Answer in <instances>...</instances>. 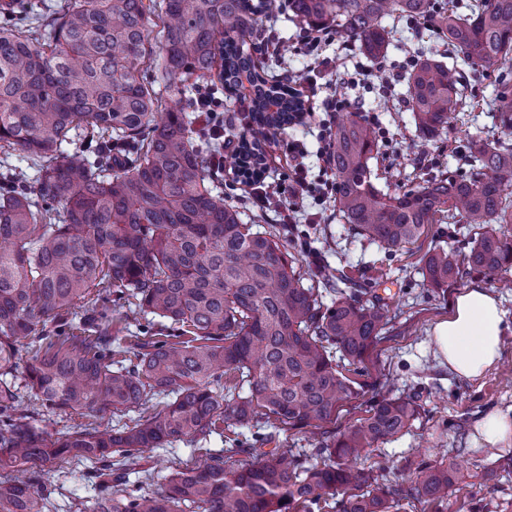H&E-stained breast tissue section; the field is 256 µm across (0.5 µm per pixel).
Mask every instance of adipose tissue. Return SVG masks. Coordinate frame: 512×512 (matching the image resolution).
I'll return each instance as SVG.
<instances>
[{
  "label": "adipose tissue",
  "instance_id": "adipose-tissue-1",
  "mask_svg": "<svg viewBox=\"0 0 512 512\" xmlns=\"http://www.w3.org/2000/svg\"><path fill=\"white\" fill-rule=\"evenodd\" d=\"M505 312L499 298L485 288L460 293L448 319L434 328V340L442 361L457 377H482L500 361L503 351ZM473 440L479 445L512 443V407L492 409L474 424Z\"/></svg>",
  "mask_w": 512,
  "mask_h": 512
}]
</instances>
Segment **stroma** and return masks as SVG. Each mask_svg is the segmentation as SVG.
I'll list each match as a JSON object with an SVG mask.
<instances>
[{"label": "stroma", "mask_w": 512, "mask_h": 512, "mask_svg": "<svg viewBox=\"0 0 512 512\" xmlns=\"http://www.w3.org/2000/svg\"><path fill=\"white\" fill-rule=\"evenodd\" d=\"M273 26L291 51L286 63H272L271 69L276 74L285 69L299 75L312 111L303 125L270 139V177L287 172L284 149L288 140L296 139L306 149L302 164L309 179L318 178L316 154L322 145V124L327 117L321 103L334 87L342 84L347 87L348 97L362 106L366 117L375 118L386 152L400 156L407 165L415 163L435 169L454 163V153L464 149L467 137L503 136L484 112L478 113L475 120L457 124L442 140L428 144L416 137L414 126L393 122L392 115L401 109L408 91L400 76L407 69V50L414 45L411 37L393 42L387 55L376 61L368 60L358 48L348 49L342 42H333L323 49L329 60L328 69L310 73L306 70L309 58L298 42L300 23L287 11L274 19ZM296 208L297 224L327 225L333 240L331 248L324 251L329 264L359 268L380 259L376 247L347 242L344 227L334 216L332 199L308 196L297 202ZM390 268L386 292L400 297V310L388 340L372 349L366 360L365 395L346 403L336 424L348 425L363 416L371 401L388 397L412 398L423 411L409 433L379 447L361 450L351 463L359 470L379 469L380 482L407 486L416 478L418 462L427 455L455 471L444 512H512V446L479 447L473 441L474 423L482 413L512 407V287H505L502 280L474 273L449 286L442 296L424 286L416 256L402 255L400 260L391 262ZM477 287L493 291L501 300L508 330L501 363L482 378L467 381L457 378L440 361L433 327L448 317L464 289ZM21 407L35 414L38 425L46 427L56 438L77 427L92 424L103 428L112 422L108 413L93 416L71 409L41 411L38 402L27 393L21 398ZM200 456L199 450L186 443L153 451L148 460L152 477L144 481V488L158 489L175 468L197 463ZM82 471V466L73 465L68 473H49L48 481L53 487L50 512H78L80 505L93 502L95 490L82 479Z\"/></svg>", "instance_id": "obj_1"}]
</instances>
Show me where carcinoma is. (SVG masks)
<instances>
[{"mask_svg":"<svg viewBox=\"0 0 512 512\" xmlns=\"http://www.w3.org/2000/svg\"><path fill=\"white\" fill-rule=\"evenodd\" d=\"M270 0H0V512H47L44 476L86 465L91 512H399L402 501L442 504L454 469L422 459L404 489L380 484L348 458L410 431L411 399H383L337 431L344 403L365 383V357L389 324L376 292L382 271L331 269L298 227L246 224L208 168L211 141L194 93L252 90L244 119L257 135L232 163L260 180L263 136L310 112L304 93L269 78L263 19ZM294 17L336 28L368 57L411 20L451 46L447 65L422 48L406 73L407 111L434 142L469 112L512 134V0H288ZM162 52L153 53L151 27ZM504 67L494 101L471 79ZM154 71L153 80L143 73ZM378 131L356 108L336 120L329 166L336 213L352 238L393 256L431 224H461L468 251L444 245L420 259L427 286L445 292L471 273L512 272V143L475 140L457 170L385 193L374 183ZM30 159L28 179L9 159ZM146 324L131 330L140 320ZM41 407L112 412L116 424L52 438L17 412L20 390ZM238 427L224 453L171 472L159 491L131 488L145 453L197 445ZM318 431L311 460L286 457L280 433ZM244 454L242 460L234 456Z\"/></svg>","mask_w":512,"mask_h":512,"instance_id":"obj_1","label":"carcinoma"}]
</instances>
